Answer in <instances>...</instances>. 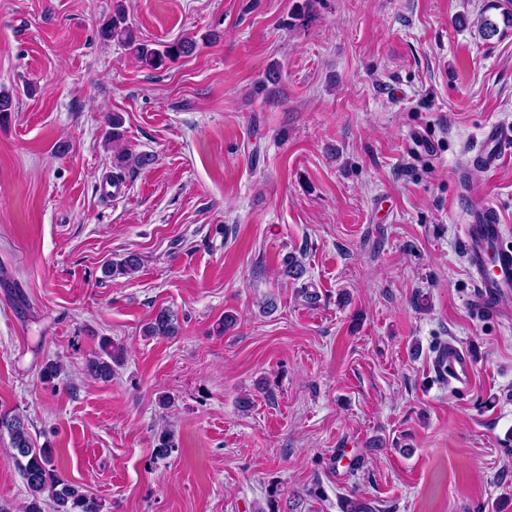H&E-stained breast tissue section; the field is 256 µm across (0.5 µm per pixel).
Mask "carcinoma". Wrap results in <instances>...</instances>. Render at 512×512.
I'll return each mask as SVG.
<instances>
[{
    "label": "carcinoma",
    "instance_id": "obj_1",
    "mask_svg": "<svg viewBox=\"0 0 512 512\" xmlns=\"http://www.w3.org/2000/svg\"><path fill=\"white\" fill-rule=\"evenodd\" d=\"M475 26L479 37L484 41L502 36L501 27H512V0H489V5ZM99 36L103 40H114L128 47L140 64L152 69H158L168 61L188 57L196 49L195 42L189 38L173 41L161 49L139 42L125 26V17L119 8L101 27ZM115 159L120 165L135 168H144L153 162V156L146 153L134 156L117 154ZM140 265V257L135 253H129L121 260L108 264L103 274L108 278L131 276L138 271ZM177 331L174 315L167 309L159 310L145 328L149 336H172ZM120 360L119 352L105 346L101 353L87 362V372L107 382L112 379L114 366L119 364ZM5 432L10 437L13 458L26 484L27 501L23 512H45V505L49 501L53 503L54 512H100L101 505L96 499L59 475L53 450L35 446L23 417L1 412L0 434ZM173 448L174 433L168 429L162 430L156 438V454L166 457Z\"/></svg>",
    "mask_w": 512,
    "mask_h": 512
}]
</instances>
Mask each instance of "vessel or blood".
Returning <instances> with one entry per match:
<instances>
[{
  "instance_id": "1",
  "label": "vessel or blood",
  "mask_w": 512,
  "mask_h": 512,
  "mask_svg": "<svg viewBox=\"0 0 512 512\" xmlns=\"http://www.w3.org/2000/svg\"><path fill=\"white\" fill-rule=\"evenodd\" d=\"M512 149V129L492 123L486 126L474 155L476 164L486 170L496 169L503 154ZM503 226L496 211L488 205L472 208L463 227L462 251L476 280L469 299L470 309L478 314L496 316L500 298L512 292V249L499 247ZM440 369L449 380L467 383L472 372L468 352L449 346L439 359Z\"/></svg>"
}]
</instances>
